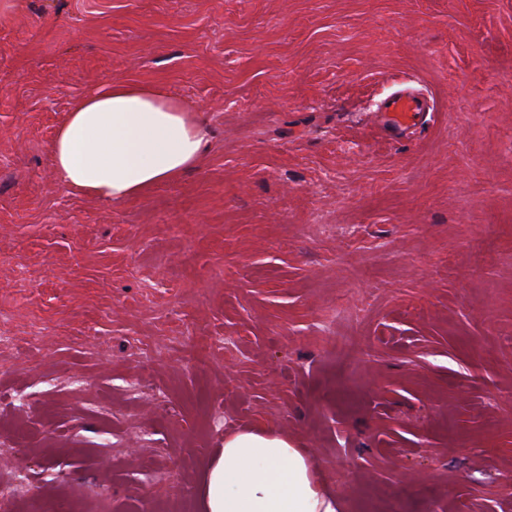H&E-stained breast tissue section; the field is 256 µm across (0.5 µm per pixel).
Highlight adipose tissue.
Here are the masks:
<instances>
[{"mask_svg":"<svg viewBox=\"0 0 512 512\" xmlns=\"http://www.w3.org/2000/svg\"><path fill=\"white\" fill-rule=\"evenodd\" d=\"M211 132L203 112L161 89L111 80L78 100L50 150L58 183L106 201L142 195L197 167ZM201 512H337L336 499L287 437L224 439L199 487Z\"/></svg>","mask_w":512,"mask_h":512,"instance_id":"1","label":"adipose tissue"}]
</instances>
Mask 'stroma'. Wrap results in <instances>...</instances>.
I'll return each mask as SVG.
<instances>
[{
  "label": "stroma",
  "mask_w": 512,
  "mask_h": 512,
  "mask_svg": "<svg viewBox=\"0 0 512 512\" xmlns=\"http://www.w3.org/2000/svg\"><path fill=\"white\" fill-rule=\"evenodd\" d=\"M110 79L204 112L200 165L60 186ZM0 336V512H200L243 429L339 512H512V0H0ZM424 109V102L414 96H396L385 103L386 121L394 128H409L416 124Z\"/></svg>",
  "instance_id": "35a3bbf8"
}]
</instances>
